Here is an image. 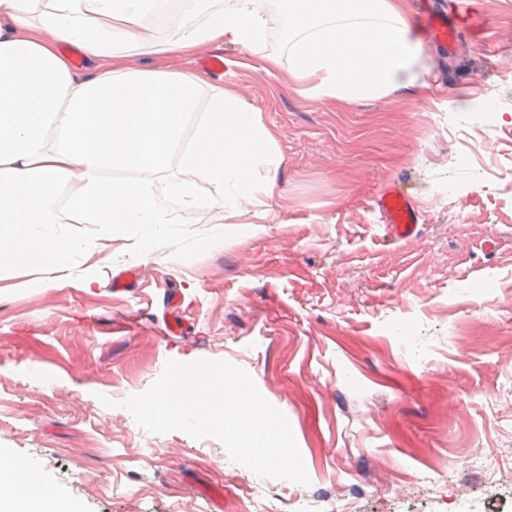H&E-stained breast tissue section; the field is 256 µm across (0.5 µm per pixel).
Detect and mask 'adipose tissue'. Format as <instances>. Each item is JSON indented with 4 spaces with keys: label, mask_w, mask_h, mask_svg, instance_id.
Returning <instances> with one entry per match:
<instances>
[{
    "label": "adipose tissue",
    "mask_w": 512,
    "mask_h": 512,
    "mask_svg": "<svg viewBox=\"0 0 512 512\" xmlns=\"http://www.w3.org/2000/svg\"><path fill=\"white\" fill-rule=\"evenodd\" d=\"M265 0H182L165 19L174 59L218 41L252 51L266 39ZM288 61L262 57L260 73L287 69L311 100L353 104L417 90L422 52L404 0H280ZM143 24L142 0H0V263L37 267L36 285L71 275L75 255L101 244L72 224H101L106 236L142 224L163 233L164 198L195 199L230 213L255 206L268 219L280 194L277 141L258 109L200 74L168 65L133 66L119 46ZM68 44L96 63L76 71ZM192 140H185L188 122ZM180 157L182 177L155 194L151 175ZM115 169L139 171L116 180ZM0 512H66L56 489L0 448Z\"/></svg>",
    "instance_id": "adipose-tissue-1"
}]
</instances>
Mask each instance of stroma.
<instances>
[{
  "label": "stroma",
  "instance_id": "obj_1",
  "mask_svg": "<svg viewBox=\"0 0 512 512\" xmlns=\"http://www.w3.org/2000/svg\"><path fill=\"white\" fill-rule=\"evenodd\" d=\"M462 4L484 40L452 55L423 42L429 95L300 97L287 70H257L288 52L271 9L257 52L181 60L275 133L277 221L174 200L166 232L108 241L94 288L80 256L51 288L34 267L1 274L0 448L78 512H512V0ZM215 54L222 69L204 63ZM472 100L496 106L458 111ZM389 183L420 212L415 238L385 234L373 200ZM186 357L251 375L308 484L138 426L123 400Z\"/></svg>",
  "mask_w": 512,
  "mask_h": 512
}]
</instances>
